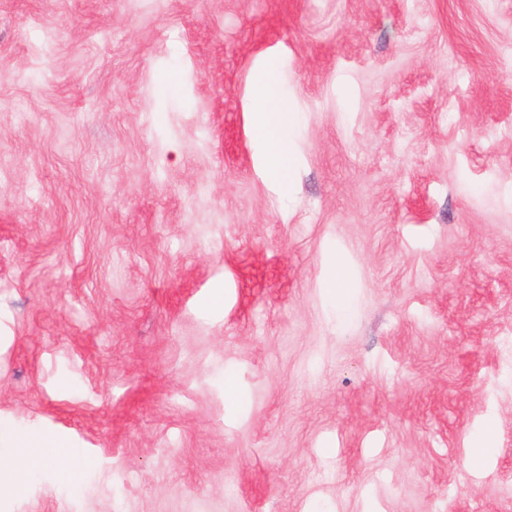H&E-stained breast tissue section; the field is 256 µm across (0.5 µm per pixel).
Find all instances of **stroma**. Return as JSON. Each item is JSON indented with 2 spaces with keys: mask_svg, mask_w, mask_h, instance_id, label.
I'll use <instances>...</instances> for the list:
<instances>
[{
  "mask_svg": "<svg viewBox=\"0 0 512 512\" xmlns=\"http://www.w3.org/2000/svg\"><path fill=\"white\" fill-rule=\"evenodd\" d=\"M511 189L512 0H0V512H512ZM250 120L255 134L264 143L259 163L265 173L281 185L293 174L298 159L291 148V137L296 126V113L290 112L269 80L256 92Z\"/></svg>",
  "mask_w": 512,
  "mask_h": 512,
  "instance_id": "stroma-1",
  "label": "stroma"
}]
</instances>
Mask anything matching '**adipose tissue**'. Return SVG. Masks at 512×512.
I'll list each match as a JSON object with an SVG mask.
<instances>
[{
  "instance_id": "adipose-tissue-1",
  "label": "adipose tissue",
  "mask_w": 512,
  "mask_h": 512,
  "mask_svg": "<svg viewBox=\"0 0 512 512\" xmlns=\"http://www.w3.org/2000/svg\"><path fill=\"white\" fill-rule=\"evenodd\" d=\"M250 120L265 147L259 158L262 169L279 184H286L298 162L291 148L296 115L278 96L273 83L257 90Z\"/></svg>"
}]
</instances>
